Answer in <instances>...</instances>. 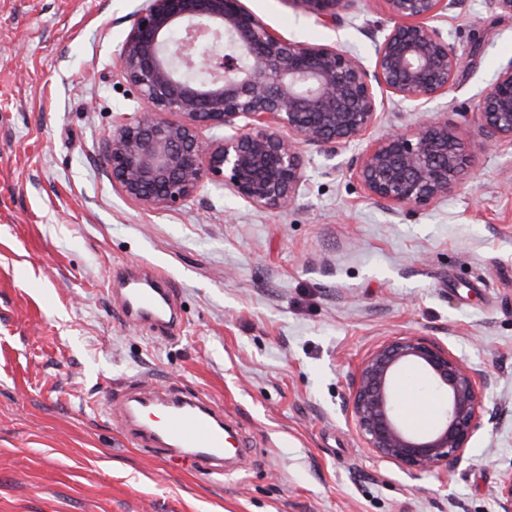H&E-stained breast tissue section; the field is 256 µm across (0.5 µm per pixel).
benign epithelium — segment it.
I'll use <instances>...</instances> for the list:
<instances>
[{
	"mask_svg": "<svg viewBox=\"0 0 512 512\" xmlns=\"http://www.w3.org/2000/svg\"><path fill=\"white\" fill-rule=\"evenodd\" d=\"M326 26L344 23L354 0H296ZM390 20L375 32L374 68L337 44L293 42L243 0H149L116 55L141 110L120 115L106 164L120 191L152 209H171L207 182L256 208L293 204L306 182L301 145L336 150L364 139L376 122L377 90L400 103L448 91L463 56L434 21L459 0H381ZM481 147L512 149V60L475 107ZM222 129L206 140L201 131ZM474 155L438 117L394 131L351 161L367 196L395 212L425 207L459 187ZM417 366L440 395V421L417 431L395 394L401 371ZM481 385L438 344L405 336L369 354L358 370L350 417L366 447L410 475L462 460L481 425ZM500 512H512V472L502 476Z\"/></svg>",
	"mask_w": 512,
	"mask_h": 512,
	"instance_id": "1",
	"label": "benign epithelium"
}]
</instances>
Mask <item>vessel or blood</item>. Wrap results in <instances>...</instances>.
<instances>
[{
    "label": "vessel or blood",
    "instance_id": "b4317fda",
    "mask_svg": "<svg viewBox=\"0 0 512 512\" xmlns=\"http://www.w3.org/2000/svg\"><path fill=\"white\" fill-rule=\"evenodd\" d=\"M117 308L125 318L147 321L163 329L175 328L174 291L158 273H128L117 294ZM156 453L190 457L214 473L224 471V420L209 402L195 398L163 397L127 391L109 401Z\"/></svg>",
    "mask_w": 512,
    "mask_h": 512
}]
</instances>
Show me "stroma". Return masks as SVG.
<instances>
[{
    "mask_svg": "<svg viewBox=\"0 0 512 512\" xmlns=\"http://www.w3.org/2000/svg\"><path fill=\"white\" fill-rule=\"evenodd\" d=\"M287 39L375 61L382 0L331 29L292 0H244ZM147 0H0V512H499L512 469V153L481 151L479 94L512 60V15L462 0L438 21L464 55L433 102L381 93L365 140L438 112L476 163L426 207L390 213L349 164L304 149L285 209L215 184L172 209L113 187L107 137L136 110L112 61ZM132 265L163 274L178 326L114 308ZM461 358L480 381V428L453 472L413 477L379 460L348 410L361 361L406 335ZM149 380L220 406L248 457L205 474L163 460L108 410Z\"/></svg>",
    "mask_w": 512,
    "mask_h": 512,
    "instance_id": "obj_1",
    "label": "stroma"
}]
</instances>
